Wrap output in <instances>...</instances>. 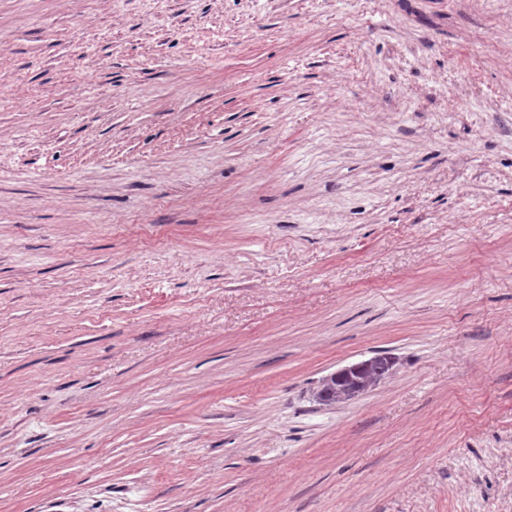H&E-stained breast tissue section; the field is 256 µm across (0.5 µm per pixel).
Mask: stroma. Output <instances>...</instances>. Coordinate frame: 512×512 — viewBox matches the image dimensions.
Listing matches in <instances>:
<instances>
[{
  "label": "stroma",
  "mask_w": 512,
  "mask_h": 512,
  "mask_svg": "<svg viewBox=\"0 0 512 512\" xmlns=\"http://www.w3.org/2000/svg\"><path fill=\"white\" fill-rule=\"evenodd\" d=\"M0 512H512V0H0ZM387 357L394 365L395 358L392 357L389 353L386 352H377L375 355L365 359L361 360L355 363H352L350 365L344 366L335 372L331 373L329 376H327L325 379H339L345 376H349L352 373H356L359 370H362L358 372L357 374L353 375L350 379H344L339 381H331V382H324L318 386L317 390L313 393V399L320 405L329 406L332 404H335L339 401L340 397L347 393L349 390L357 389L366 383L371 382L373 379L379 377V376H385L387 374V367L384 364H379L370 367L374 363H376L379 359ZM370 367V368H369ZM370 389V387L365 388H359V390L350 392L347 394L341 401H349L351 399H354L355 397H358L365 392H367ZM340 401V402H341Z\"/></svg>",
  "instance_id": "1"
}]
</instances>
